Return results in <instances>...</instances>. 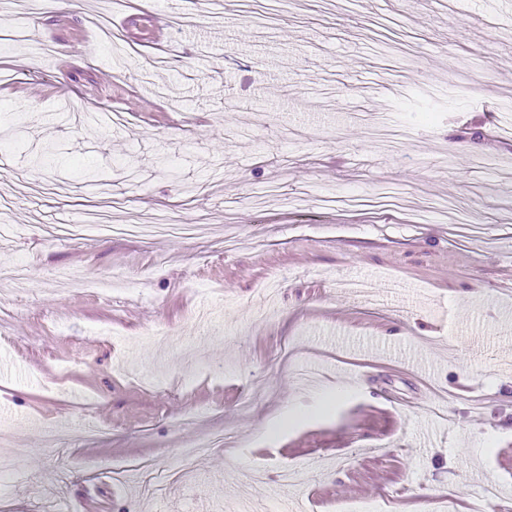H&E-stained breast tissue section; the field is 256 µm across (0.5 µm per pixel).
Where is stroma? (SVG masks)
Segmentation results:
<instances>
[{"mask_svg": "<svg viewBox=\"0 0 512 512\" xmlns=\"http://www.w3.org/2000/svg\"><path fill=\"white\" fill-rule=\"evenodd\" d=\"M145 13L168 41L126 39ZM0 19L26 33L0 44V268L29 272L0 300V512L90 493L277 512L287 468L300 512L512 499V35L485 0H0ZM436 197L466 223L420 219ZM153 214L173 231L108 230ZM138 460L132 485L87 468Z\"/></svg>", "mask_w": 512, "mask_h": 512, "instance_id": "stroma-1", "label": "stroma"}]
</instances>
